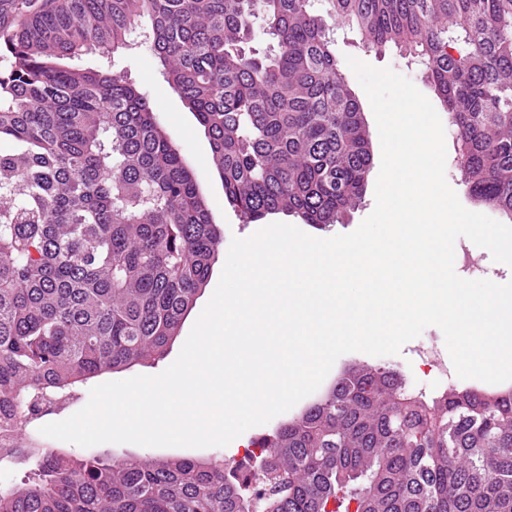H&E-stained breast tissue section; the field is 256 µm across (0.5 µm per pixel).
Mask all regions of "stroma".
<instances>
[{
    "mask_svg": "<svg viewBox=\"0 0 512 512\" xmlns=\"http://www.w3.org/2000/svg\"><path fill=\"white\" fill-rule=\"evenodd\" d=\"M334 39L333 51L339 70L359 100L371 141L372 164L362 200L355 209L345 213L339 223L326 228L301 224L298 217L282 212L270 215L268 220L273 223L284 222L302 226L305 233L317 238H329L354 231L375 207L374 190L381 164L379 134L370 102L355 73L348 66L347 57H355L377 68L391 69L411 80L430 102L436 103L438 100L435 88L426 76L424 66L403 49L390 45L379 51L367 50L362 44L357 29L345 24L338 27ZM79 63L87 68H106L124 73L147 95L161 126L177 144L186 163L194 172L200 190L206 198L212 220L222 229L225 240L229 241L235 237L245 238L262 229L264 223L246 221L225 202L220 178L210 163L208 137L203 127L185 108L179 95L166 82L160 71L153 47L149 41L145 40L142 29L134 30L128 49L115 54L92 50L83 55ZM456 245L463 250L462 255L456 256L454 262L456 272L460 277L465 279L470 277L488 278L501 284L512 281V266L494 262L486 249L476 246L463 237L457 240ZM226 258V253H219L205 288L200 292L194 309L182 324L179 339H176L164 360L152 365L133 366L122 371V378L127 379L137 375L154 376L163 372L168 365L176 360L185 337H188L195 321L213 295ZM430 344L440 348L445 345L444 336L438 327H426L419 337L407 342L402 347L400 354L396 356L378 358L362 352L345 354L336 360L325 382L329 385L333 384L344 368L352 364L383 363L398 369L414 390L430 396L437 395L452 386L457 388L468 386L475 389L481 387L482 382L478 379L465 381L454 375L445 379L437 374L423 375L418 368L416 351L419 347ZM89 391V385H81L71 403L53 414L47 415L46 419H37L28 423L22 431L24 442L43 448H59L70 454L80 453L79 445L47 437L41 434L40 429L43 423L64 420L82 409L88 402ZM288 419V414H280L266 424L248 429L224 447L186 448L183 450L172 447L169 448L168 453L172 456L180 454L201 462L215 459L227 463L233 462L242 458L246 448L251 447L253 442L273 434L275 429Z\"/></svg>",
    "mask_w": 512,
    "mask_h": 512,
    "instance_id": "35a3bbf8",
    "label": "stroma"
}]
</instances>
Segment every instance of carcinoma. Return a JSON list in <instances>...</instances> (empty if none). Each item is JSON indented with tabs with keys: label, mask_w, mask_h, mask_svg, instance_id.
Instances as JSON below:
<instances>
[{
	"label": "carcinoma",
	"mask_w": 512,
	"mask_h": 512,
	"mask_svg": "<svg viewBox=\"0 0 512 512\" xmlns=\"http://www.w3.org/2000/svg\"><path fill=\"white\" fill-rule=\"evenodd\" d=\"M369 48L425 66L469 193L512 215V0H328ZM0 21V512H512V390L428 397L354 364L257 464L107 460L22 445L80 385L164 358L223 237L147 96L74 60L150 21L163 75L247 221L327 226L362 199L371 142L312 0H9ZM277 43L246 55L256 20Z\"/></svg>",
	"instance_id": "carcinoma-1"
}]
</instances>
